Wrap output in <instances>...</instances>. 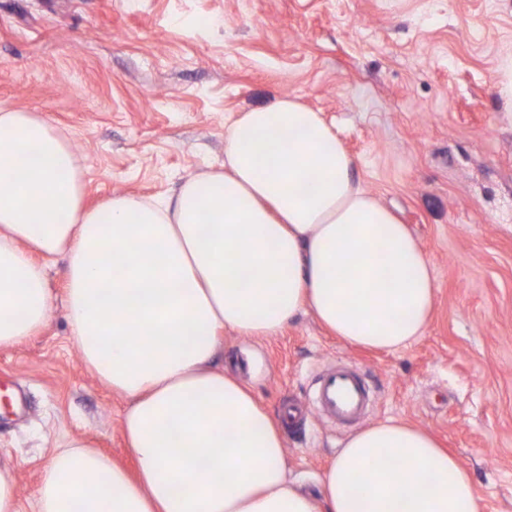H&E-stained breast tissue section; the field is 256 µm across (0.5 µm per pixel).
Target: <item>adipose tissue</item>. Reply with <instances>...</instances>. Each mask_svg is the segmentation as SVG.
Segmentation results:
<instances>
[{"label": "adipose tissue", "mask_w": 512, "mask_h": 512, "mask_svg": "<svg viewBox=\"0 0 512 512\" xmlns=\"http://www.w3.org/2000/svg\"><path fill=\"white\" fill-rule=\"evenodd\" d=\"M61 255L74 344L129 399L137 468L71 443L42 474L38 512H479L467 467L397 419L349 438L321 496L299 491L281 419L214 364L220 331L275 336L306 310L356 347L425 333L433 265L319 113L289 97L243 112L223 170L169 200L89 210L69 143L1 106L0 348L46 324L44 266Z\"/></svg>", "instance_id": "adipose-tissue-1"}]
</instances>
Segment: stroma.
Wrapping results in <instances>:
<instances>
[{
    "label": "stroma",
    "mask_w": 512,
    "mask_h": 512,
    "mask_svg": "<svg viewBox=\"0 0 512 512\" xmlns=\"http://www.w3.org/2000/svg\"><path fill=\"white\" fill-rule=\"evenodd\" d=\"M512 54V0H0V104L67 140L94 208L166 199L224 165L225 125L284 97L321 113L363 187L431 260L424 336L358 349L313 313L277 336L220 334L215 363L284 429L290 482L319 495L353 430L313 407L326 366L354 363L376 401L366 424L429 430L470 471L479 512H512V112L493 74ZM45 327L0 349V465L34 512L55 448L87 441L127 469L128 401L82 361L67 261L47 271Z\"/></svg>",
    "instance_id": "obj_1"
}]
</instances>
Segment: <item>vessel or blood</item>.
Instances as JSON below:
<instances>
[{"label": "vessel or blood", "instance_id": "1", "mask_svg": "<svg viewBox=\"0 0 512 512\" xmlns=\"http://www.w3.org/2000/svg\"><path fill=\"white\" fill-rule=\"evenodd\" d=\"M372 400L365 379L347 362L331 365L319 374L312 404L323 418L348 426L363 416Z\"/></svg>", "mask_w": 512, "mask_h": 512}]
</instances>
